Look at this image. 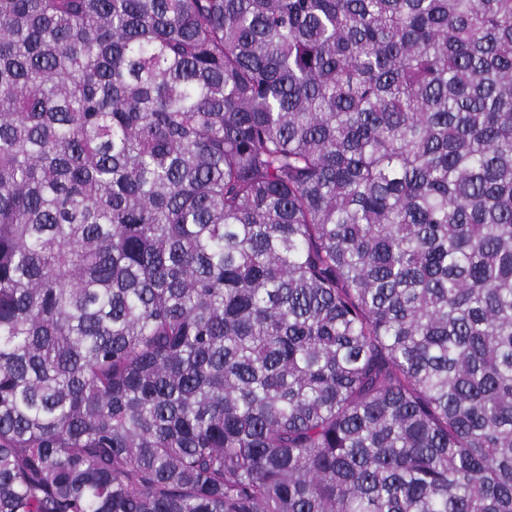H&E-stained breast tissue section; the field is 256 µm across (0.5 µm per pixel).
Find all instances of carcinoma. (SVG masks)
<instances>
[{
    "instance_id": "1",
    "label": "carcinoma",
    "mask_w": 512,
    "mask_h": 512,
    "mask_svg": "<svg viewBox=\"0 0 512 512\" xmlns=\"http://www.w3.org/2000/svg\"><path fill=\"white\" fill-rule=\"evenodd\" d=\"M0 512H512V0H0Z\"/></svg>"
}]
</instances>
